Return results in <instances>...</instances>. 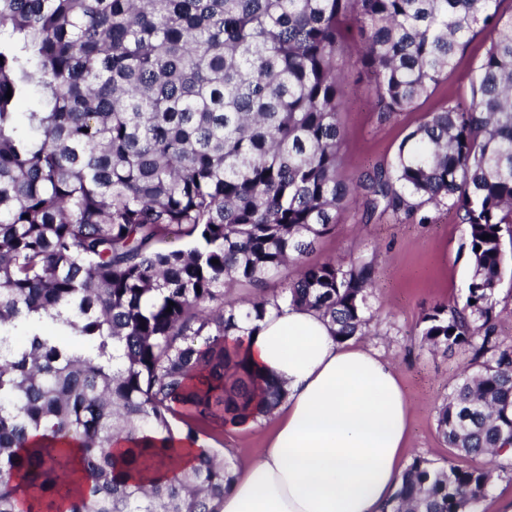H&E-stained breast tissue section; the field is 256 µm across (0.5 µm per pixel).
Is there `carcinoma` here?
<instances>
[{
  "mask_svg": "<svg viewBox=\"0 0 512 512\" xmlns=\"http://www.w3.org/2000/svg\"><path fill=\"white\" fill-rule=\"evenodd\" d=\"M500 2L0 0V512H217L224 457L182 464L170 420L192 442L283 397L226 341L224 281L260 293L297 265L273 301L321 312L339 341L364 335L372 264L306 262L359 199L369 216L449 207L466 224L465 305L427 310L419 336L472 350L474 371L437 412L448 465L414 459L391 512H474L493 470L471 461L512 448ZM480 33L468 102L426 113L392 163L342 176L337 58L354 55L390 120ZM510 261L503 281L498 289L497 311L500 312L497 321L496 335L500 336L504 345L512 346V275L510 276Z\"/></svg>",
  "mask_w": 512,
  "mask_h": 512,
  "instance_id": "cac0c4a2",
  "label": "carcinoma"
}]
</instances>
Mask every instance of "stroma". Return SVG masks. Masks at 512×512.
<instances>
[{"instance_id": "1", "label": "stroma", "mask_w": 512, "mask_h": 512, "mask_svg": "<svg viewBox=\"0 0 512 512\" xmlns=\"http://www.w3.org/2000/svg\"><path fill=\"white\" fill-rule=\"evenodd\" d=\"M489 46L479 35L460 49L455 67L436 91L413 111L380 122L367 81L352 58L343 57L342 73L349 85L339 119L343 173L351 176L378 163H390L404 136L424 112L469 94L473 68ZM363 257L374 267L368 305L374 315L365 343L398 371L411 406V430L403 464L420 457L445 465L448 448L438 433L436 412L469 360L453 349L431 353L419 345V321L431 307H463L472 272L466 226L455 212L426 208L423 217L402 214L365 218L362 208L341 211L335 229L321 238L310 258L349 260Z\"/></svg>"}]
</instances>
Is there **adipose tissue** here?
<instances>
[{
  "label": "adipose tissue",
  "mask_w": 512,
  "mask_h": 512,
  "mask_svg": "<svg viewBox=\"0 0 512 512\" xmlns=\"http://www.w3.org/2000/svg\"><path fill=\"white\" fill-rule=\"evenodd\" d=\"M252 328L254 365L286 395L221 512H385L411 427L397 371L310 308L267 305Z\"/></svg>",
  "instance_id": "adipose-tissue-1"
}]
</instances>
